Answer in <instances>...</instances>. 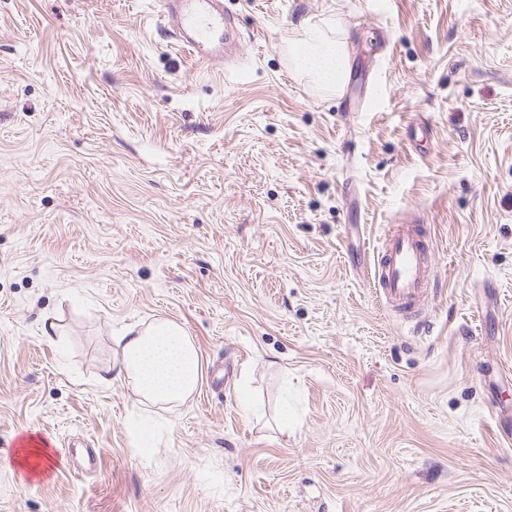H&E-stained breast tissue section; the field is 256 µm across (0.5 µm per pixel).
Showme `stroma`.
I'll return each mask as SVG.
<instances>
[{"instance_id": "obj_1", "label": "stroma", "mask_w": 512, "mask_h": 512, "mask_svg": "<svg viewBox=\"0 0 512 512\" xmlns=\"http://www.w3.org/2000/svg\"><path fill=\"white\" fill-rule=\"evenodd\" d=\"M223 3L204 65L158 0H0V512H512V0ZM323 19L340 97L288 66ZM410 214L422 333L359 271ZM157 318L214 380L140 448L100 377ZM35 432L97 469L28 475Z\"/></svg>"}]
</instances>
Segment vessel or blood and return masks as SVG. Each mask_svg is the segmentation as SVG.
Listing matches in <instances>:
<instances>
[{
	"mask_svg": "<svg viewBox=\"0 0 512 512\" xmlns=\"http://www.w3.org/2000/svg\"><path fill=\"white\" fill-rule=\"evenodd\" d=\"M177 42L198 62H222L227 23L220 0H159ZM375 275L395 310L418 308L433 285L429 248L413 221L387 225L376 250Z\"/></svg>",
	"mask_w": 512,
	"mask_h": 512,
	"instance_id": "obj_1",
	"label": "vessel or blood"
}]
</instances>
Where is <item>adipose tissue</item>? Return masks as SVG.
Wrapping results in <instances>:
<instances>
[{"label":"adipose tissue","instance_id":"ef3b65f1","mask_svg":"<svg viewBox=\"0 0 512 512\" xmlns=\"http://www.w3.org/2000/svg\"><path fill=\"white\" fill-rule=\"evenodd\" d=\"M295 71L315 86L341 94L349 76L346 35L327 22L302 26L288 41ZM116 380L135 397L140 408L169 411L195 393L201 373L200 356L191 336L175 321L155 319L126 326L112 338Z\"/></svg>","mask_w":512,"mask_h":512}]
</instances>
